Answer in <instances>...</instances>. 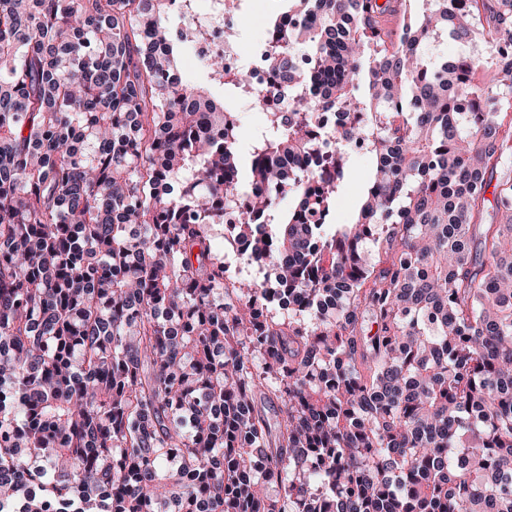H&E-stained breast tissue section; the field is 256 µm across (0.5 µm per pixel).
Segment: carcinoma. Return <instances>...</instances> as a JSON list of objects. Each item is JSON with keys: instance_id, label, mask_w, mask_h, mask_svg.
I'll list each match as a JSON object with an SVG mask.
<instances>
[{"instance_id": "cac0c4a2", "label": "carcinoma", "mask_w": 512, "mask_h": 512, "mask_svg": "<svg viewBox=\"0 0 512 512\" xmlns=\"http://www.w3.org/2000/svg\"><path fill=\"white\" fill-rule=\"evenodd\" d=\"M422 2L289 0L244 142L167 0H0V512H512V0ZM246 66L248 67L249 81L255 92L266 95L264 107L262 110L242 108L240 133L244 140H247L250 133L260 125L262 116L258 112H266L267 110H286L291 104L288 99V90L278 87L274 72L271 66L265 60H256L252 51L248 55ZM274 89H276L274 91ZM271 91V93H270ZM372 161L368 154L361 157L352 156L351 166L353 175L342 186L336 198V212L333 214V222L337 224L348 223L361 200V189L365 177L371 167Z\"/></svg>"}]
</instances>
